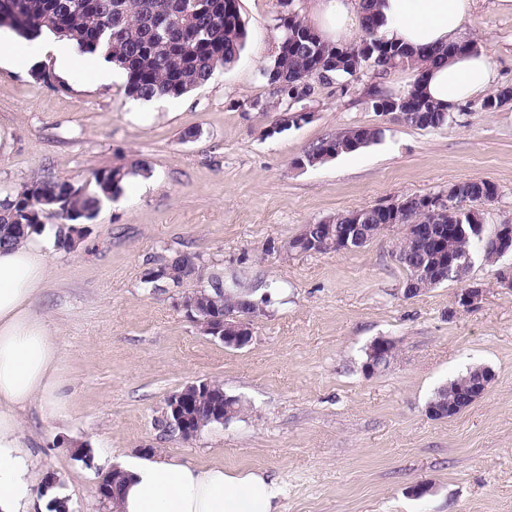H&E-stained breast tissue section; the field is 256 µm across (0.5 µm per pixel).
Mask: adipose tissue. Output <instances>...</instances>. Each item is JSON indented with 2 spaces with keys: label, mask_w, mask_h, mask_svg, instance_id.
<instances>
[{
  "label": "adipose tissue",
  "mask_w": 512,
  "mask_h": 512,
  "mask_svg": "<svg viewBox=\"0 0 512 512\" xmlns=\"http://www.w3.org/2000/svg\"><path fill=\"white\" fill-rule=\"evenodd\" d=\"M477 5L478 0H378L384 20L379 34L415 49L443 50L470 40L467 23ZM313 17L333 43L350 42L362 31L360 0H318ZM494 82L493 61L481 50L429 67L424 90L434 103L456 106ZM55 237V228L47 226L20 245L0 248V512L44 510L57 494L53 488L40 492L44 477L21 429L29 408L45 417L61 410V349L38 309ZM121 474L116 512H278L279 490L258 471L150 455L129 460Z\"/></svg>",
  "instance_id": "ef3b65f1"
}]
</instances>
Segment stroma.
<instances>
[{"label":"stroma","instance_id":"35a3bbf8","mask_svg":"<svg viewBox=\"0 0 512 512\" xmlns=\"http://www.w3.org/2000/svg\"><path fill=\"white\" fill-rule=\"evenodd\" d=\"M238 4L248 40L237 62L184 96L148 102L126 95L120 69L101 80V60L64 66L53 36L14 54L17 35L0 26V199L39 177L81 185L136 160L151 170L103 205L76 249L48 254L41 309L62 350L64 407L22 420L40 470L73 512H112L98 496L108 463L147 448L264 472L279 512H512V288L498 276L512 258H475L482 299L466 308L457 282L404 296L396 227L354 252L280 249L302 225L466 180L498 188L482 209L487 229L512 222V103L487 112L476 98L444 126L418 129L372 109L371 88L398 93L407 70L368 71L346 92L317 85L293 106L308 120L271 134L277 113L253 104L276 100L262 69L280 6ZM468 29L494 62L496 88L512 87V14L479 0ZM354 127L379 129L378 142L295 167ZM178 252L270 288L248 347L203 335L180 290L144 287V271ZM378 337L395 357L369 376L364 351ZM477 365L494 374L483 397L430 417L435 390ZM206 379L242 400L241 418L188 441L160 431L168 397ZM83 445L92 464L76 457Z\"/></svg>","mask_w":512,"mask_h":512}]
</instances>
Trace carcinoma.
<instances>
[{"instance_id": "cac0c4a2", "label": "carcinoma", "mask_w": 512, "mask_h": 512, "mask_svg": "<svg viewBox=\"0 0 512 512\" xmlns=\"http://www.w3.org/2000/svg\"><path fill=\"white\" fill-rule=\"evenodd\" d=\"M382 24L376 0H362L363 38L355 44L338 45L317 35L297 10L279 15L274 55L263 68L264 77L276 89L278 104L292 100L296 93L309 97L316 82L331 84L338 78L351 82L369 70L386 74L402 68L415 76L411 88L399 99L405 101L407 111L423 113L416 127L446 124L450 111L434 104L422 88L424 74L440 59V51L414 53L390 43L378 35ZM0 26L29 39L50 33L85 56L104 58L126 74L128 96L143 101L181 97L206 84L217 69L235 63L248 36L238 0H0ZM379 137L378 129L370 133L349 129L321 141L301 160L314 167L322 164L320 157L327 147L334 150L339 146L341 152L350 153L358 150L357 143L368 146ZM148 174L147 164L135 162L96 171L89 183L76 188L68 180H33L0 201V246L18 245L52 221L57 227L56 246L70 251L84 236L81 225L97 218L104 201L120 196L131 178ZM472 187V196L463 201L451 193L454 185H448L447 213L434 217L417 204L406 209L404 223L428 224L438 236L448 233L450 224L469 223L468 211L473 204L491 203L497 196L490 181L474 182ZM46 194L55 196L58 203L52 205L54 212L37 217L34 209ZM357 218L371 236L375 225L393 220L391 211L372 208L338 213L328 224L318 221L304 229L311 235L341 234L351 229ZM456 251L463 263L476 256L488 263L497 262L495 254L472 237L457 238ZM396 259L409 275L429 280L432 288L460 281L450 269L431 268L429 245L424 241L398 246ZM171 269L178 272L182 285L195 281L207 286L203 303L209 307L208 315L221 317L245 304L250 314L260 315L251 291L226 284L223 276L208 271L198 254L161 260L146 270L143 284L148 288L169 285L171 279L166 273ZM476 370L474 366L440 386L430 401L442 406L449 401L462 404Z\"/></svg>"}]
</instances>
